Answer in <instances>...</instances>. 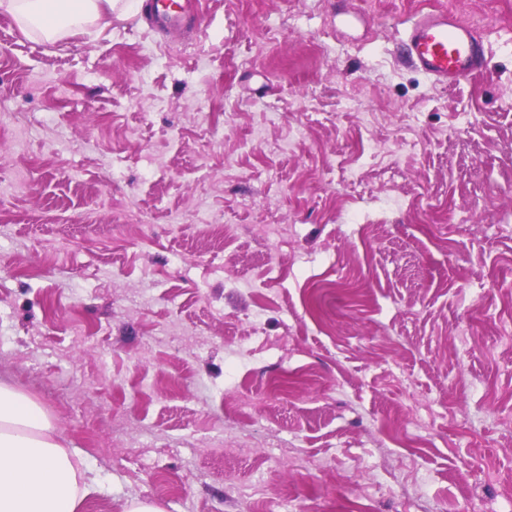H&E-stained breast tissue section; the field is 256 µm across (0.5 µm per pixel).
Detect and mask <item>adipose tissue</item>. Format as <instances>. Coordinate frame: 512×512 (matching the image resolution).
I'll use <instances>...</instances> for the list:
<instances>
[{
    "instance_id": "ef3b65f1",
    "label": "adipose tissue",
    "mask_w": 512,
    "mask_h": 512,
    "mask_svg": "<svg viewBox=\"0 0 512 512\" xmlns=\"http://www.w3.org/2000/svg\"><path fill=\"white\" fill-rule=\"evenodd\" d=\"M112 0H0L55 38L100 16ZM50 417L31 398L0 382V512H77L91 490L75 466L77 449L53 436Z\"/></svg>"
}]
</instances>
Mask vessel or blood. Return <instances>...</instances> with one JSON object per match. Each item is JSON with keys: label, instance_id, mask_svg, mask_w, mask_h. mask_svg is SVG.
Here are the masks:
<instances>
[{"label": "vessel or blood", "instance_id": "vessel-or-blood-1", "mask_svg": "<svg viewBox=\"0 0 512 512\" xmlns=\"http://www.w3.org/2000/svg\"><path fill=\"white\" fill-rule=\"evenodd\" d=\"M144 7L152 26L163 32L199 17L195 0H145ZM486 53L483 35L449 11L432 9L408 21L404 57L436 85L452 87L482 73Z\"/></svg>", "mask_w": 512, "mask_h": 512}]
</instances>
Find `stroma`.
<instances>
[{
    "label": "stroma",
    "instance_id": "stroma-1",
    "mask_svg": "<svg viewBox=\"0 0 512 512\" xmlns=\"http://www.w3.org/2000/svg\"><path fill=\"white\" fill-rule=\"evenodd\" d=\"M0 8V382L80 512H512V0ZM446 9L486 68L401 54ZM112 0H2L0 7L24 16L29 22L42 28L49 39L73 25L98 18L102 7L112 9ZM150 23L157 30L167 32L185 28L199 18L197 1L144 0ZM186 1V2H185ZM407 23L404 57L436 85L452 87L484 71L483 35L453 13L432 9Z\"/></svg>",
    "mask_w": 512,
    "mask_h": 512
}]
</instances>
